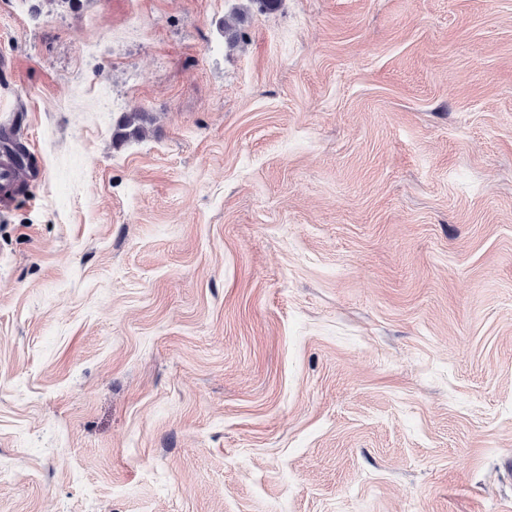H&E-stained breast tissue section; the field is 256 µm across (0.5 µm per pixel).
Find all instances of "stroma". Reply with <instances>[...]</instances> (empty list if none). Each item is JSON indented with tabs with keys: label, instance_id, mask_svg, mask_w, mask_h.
Here are the masks:
<instances>
[{
	"label": "stroma",
	"instance_id": "35a3bbf8",
	"mask_svg": "<svg viewBox=\"0 0 512 512\" xmlns=\"http://www.w3.org/2000/svg\"><path fill=\"white\" fill-rule=\"evenodd\" d=\"M0 130V512H512V0H12ZM147 120V113L145 112H130L119 123L115 138L120 142H124L131 137L140 136L144 131ZM17 177V166L10 153V144L0 141V208L8 209L16 197L14 191Z\"/></svg>",
	"mask_w": 512,
	"mask_h": 512
}]
</instances>
